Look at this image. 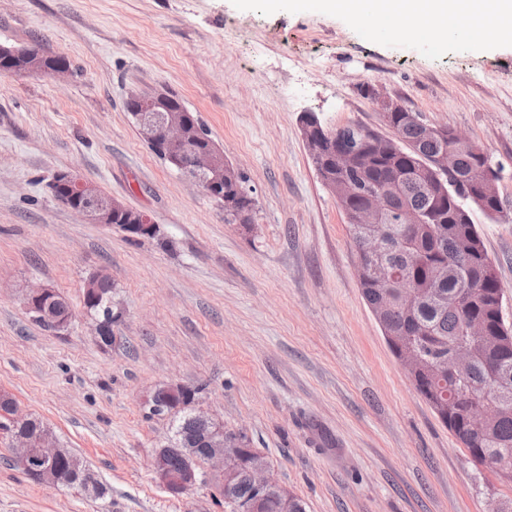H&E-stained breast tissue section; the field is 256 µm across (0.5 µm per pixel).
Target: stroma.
I'll list each match as a JSON object with an SVG mask.
<instances>
[{
  "label": "stroma",
  "mask_w": 512,
  "mask_h": 512,
  "mask_svg": "<svg viewBox=\"0 0 512 512\" xmlns=\"http://www.w3.org/2000/svg\"><path fill=\"white\" fill-rule=\"evenodd\" d=\"M0 43L69 65L0 74V390L109 489L95 500L36 484L4 433L0 512H224L212 483L176 496L151 469L170 426L145 401L168 381L247 436L307 512H492L512 499L391 352L300 123L312 112L393 137L380 94L483 148L507 217L471 218L512 322V40L382 37L316 0H0ZM132 91L173 93L198 116L252 189L254 223H225L151 151ZM61 170L147 212L156 235L86 223L49 191ZM99 269L120 308L107 347L83 300ZM37 285L66 299L67 330L31 321Z\"/></svg>",
  "instance_id": "stroma-1"
}]
</instances>
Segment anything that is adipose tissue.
<instances>
[{
  "label": "adipose tissue",
  "instance_id": "adipose-tissue-1",
  "mask_svg": "<svg viewBox=\"0 0 512 512\" xmlns=\"http://www.w3.org/2000/svg\"><path fill=\"white\" fill-rule=\"evenodd\" d=\"M319 5L370 24L394 22L398 34L411 37L423 24L442 37L487 29L512 35V0H319Z\"/></svg>",
  "mask_w": 512,
  "mask_h": 512
}]
</instances>
